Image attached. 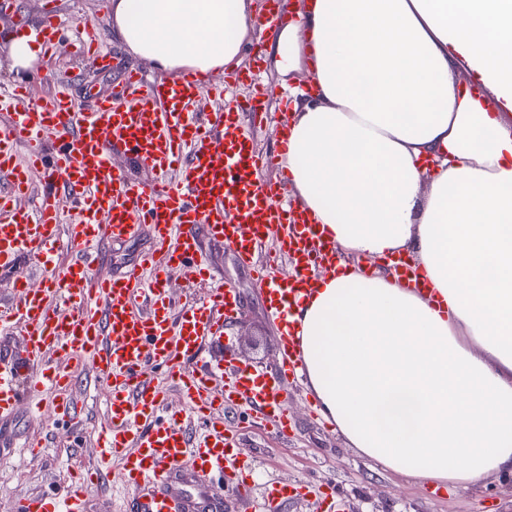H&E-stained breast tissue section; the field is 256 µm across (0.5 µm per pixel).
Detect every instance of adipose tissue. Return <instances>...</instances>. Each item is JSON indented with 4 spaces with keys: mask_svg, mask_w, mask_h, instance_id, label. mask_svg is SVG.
I'll use <instances>...</instances> for the list:
<instances>
[{
    "mask_svg": "<svg viewBox=\"0 0 512 512\" xmlns=\"http://www.w3.org/2000/svg\"><path fill=\"white\" fill-rule=\"evenodd\" d=\"M253 0H112L165 71L241 61ZM283 164L344 258L292 319L322 416L407 479L512 473V0H303ZM351 255L385 260L376 277Z\"/></svg>",
    "mask_w": 512,
    "mask_h": 512,
    "instance_id": "1",
    "label": "adipose tissue"
}]
</instances>
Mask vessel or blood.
Here are the masks:
<instances>
[{
  "label": "vessel or blood",
  "instance_id": "vessel-or-blood-1",
  "mask_svg": "<svg viewBox=\"0 0 512 512\" xmlns=\"http://www.w3.org/2000/svg\"><path fill=\"white\" fill-rule=\"evenodd\" d=\"M35 41L47 54L57 51L62 40L54 19L45 20ZM211 86L190 70L152 82L131 72L89 112L79 111L64 81L37 98L21 89L0 95V112L15 115L0 126V176L8 181L0 190V270L27 258L44 281L34 289L17 277L15 297L0 311V343L20 344L18 359L0 366V422L49 387L56 392L55 419L74 425L72 373L87 366L108 393L87 481L19 499L12 512H88L93 484L115 459L126 485L146 489L136 512H211L214 485L245 472L232 463L235 433L224 424L225 410L248 407L278 434L288 433L280 377L303 370L291 315L314 292L315 270L334 267L336 249L288 202L287 178L263 177L277 158L256 150L233 113L194 110ZM21 143L28 150L22 163ZM117 148L150 171L152 181L114 168ZM31 193L34 207H21L20 198ZM144 228L153 247L141 262L119 277L100 276L96 248ZM206 239L229 246L261 289L279 326V375L206 358L240 308L234 288L218 287L209 301L176 307L170 274L204 277ZM271 239L293 274H280L267 257ZM62 241L70 258L60 263L53 255ZM166 378L177 382L181 413L164 406ZM187 466L189 490L172 493L171 478Z\"/></svg>",
  "mask_w": 512,
  "mask_h": 512
}]
</instances>
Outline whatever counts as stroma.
<instances>
[{
  "label": "stroma",
  "instance_id": "1",
  "mask_svg": "<svg viewBox=\"0 0 512 512\" xmlns=\"http://www.w3.org/2000/svg\"><path fill=\"white\" fill-rule=\"evenodd\" d=\"M55 16L66 38L56 62L36 58L28 67L15 66L10 45L21 32L32 33L47 16ZM102 41L112 50V65L99 68L93 60L72 55L69 41L76 33ZM276 28L261 32L260 45H247L242 52L240 72L257 71L260 80L274 91L266 100L260 116L245 114L261 151L272 150L277 143L278 127L288 110L283 96L289 88L301 86L304 75H282L275 65L272 49ZM140 71L147 77H159L150 63L129 52L112 29L111 0H8L0 9V91L12 84L26 85L35 95L49 92L54 76L74 72L70 84L72 96L84 103L109 94L125 71ZM152 246L148 234L127 241L98 247L96 265L104 277L119 276ZM213 278L186 282L179 273H171L168 287L174 297L208 300L213 279L229 282L240 295V310L234 316L224 344L209 348V358L219 361L232 356L243 365L259 362L261 370L274 368L278 358L279 336L268 317L263 295L251 273L221 243L209 241L204 249ZM290 399L287 438L277 437L272 429L252 423L245 414L225 415L224 421L236 432L235 446L252 480L248 485H225L223 512H254L266 483L280 482L296 487L288 501L270 505V512H324L322 498L311 496L309 486L324 487L336 498V512H512V475L495 476L477 486L451 490L423 485L385 469L359 455L345 438L323 419H315L308 410L312 394L307 385L287 388ZM73 395L82 406L83 429L58 424L50 398H43L36 418L19 411L8 430L19 437L40 436L47 446L38 457L15 448L0 459V512H10L14 499L56 491L94 458V432L107 418L106 391L94 371L75 374ZM137 490L125 485L119 470L105 474L90 492L91 512H131Z\"/></svg>",
  "mask_w": 512,
  "mask_h": 512
}]
</instances>
